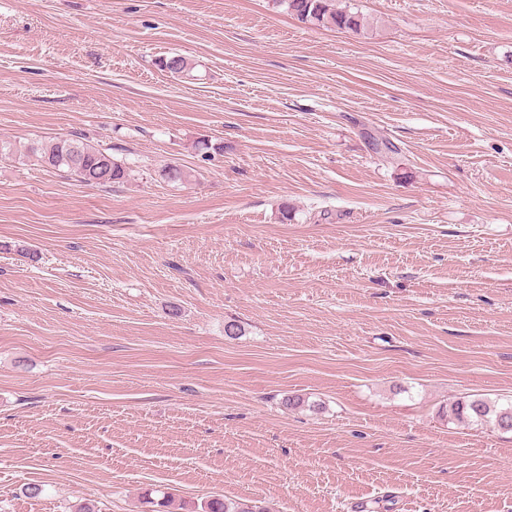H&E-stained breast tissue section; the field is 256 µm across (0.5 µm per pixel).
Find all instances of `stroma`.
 <instances>
[{
    "mask_svg": "<svg viewBox=\"0 0 512 512\" xmlns=\"http://www.w3.org/2000/svg\"><path fill=\"white\" fill-rule=\"evenodd\" d=\"M336 3L0 0V512H512V0ZM287 12L299 22L313 27H336L354 32L365 28L366 20L358 11L336 9L334 0H282ZM30 153L42 167L70 173L85 185L112 187L128 176V167L115 160L108 149L98 148L77 135L59 139L45 147H31ZM104 153L109 156L111 171L109 178L102 180L99 162ZM448 417L458 422L491 423L512 430V403L498 407L483 398L458 399L448 406Z\"/></svg>",
    "mask_w": 512,
    "mask_h": 512,
    "instance_id": "stroma-1",
    "label": "stroma"
}]
</instances>
